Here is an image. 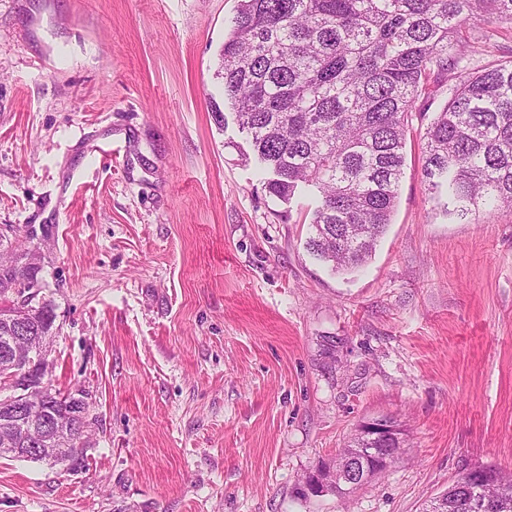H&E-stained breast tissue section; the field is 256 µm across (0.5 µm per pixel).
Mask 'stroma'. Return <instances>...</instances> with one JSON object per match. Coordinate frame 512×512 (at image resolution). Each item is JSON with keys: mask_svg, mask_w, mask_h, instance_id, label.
<instances>
[{"mask_svg": "<svg viewBox=\"0 0 512 512\" xmlns=\"http://www.w3.org/2000/svg\"><path fill=\"white\" fill-rule=\"evenodd\" d=\"M237 5L0 0V225L40 240L48 382L93 419L80 468L1 458L0 512H422L512 471V215L442 212L414 132L374 256L333 271L311 195L214 118ZM385 416L389 471L299 495Z\"/></svg>", "mask_w": 512, "mask_h": 512, "instance_id": "obj_1", "label": "stroma"}]
</instances>
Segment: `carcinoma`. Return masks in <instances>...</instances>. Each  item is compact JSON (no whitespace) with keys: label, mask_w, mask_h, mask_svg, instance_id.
Listing matches in <instances>:
<instances>
[{"label":"carcinoma","mask_w":512,"mask_h":512,"mask_svg":"<svg viewBox=\"0 0 512 512\" xmlns=\"http://www.w3.org/2000/svg\"><path fill=\"white\" fill-rule=\"evenodd\" d=\"M470 21L512 29V0H238L220 51L224 102L257 161L269 195L315 194L308 248L332 270L372 258L391 224L413 120L438 86L448 99L423 133L422 175L460 220L481 206L512 212V62L488 53L493 30L463 37ZM31 325L52 335L47 304ZM59 453L29 459L81 464L76 428L56 433ZM363 468L374 443L354 436ZM512 494V478L487 469L482 486H448L456 508Z\"/></svg>","instance_id":"cac0c4a2"}]
</instances>
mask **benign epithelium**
Returning a JSON list of instances; mask_svg holds the SVG:
<instances>
[{"label":"benign epithelium","mask_w":512,"mask_h":512,"mask_svg":"<svg viewBox=\"0 0 512 512\" xmlns=\"http://www.w3.org/2000/svg\"><path fill=\"white\" fill-rule=\"evenodd\" d=\"M8 232L10 228H0V239L8 241L7 245L0 247V254L11 256L12 261H0V267L9 268L19 263L35 273L39 272V247L33 246L19 252L14 243L9 241ZM26 291L25 285H16L12 289L11 310L7 312L8 323L4 327V339L10 354L7 362L0 366V383L4 385V391L0 392V409L11 414L9 423L0 425L6 429V434L0 437V448L17 453L20 452V444L32 446L30 436L33 432H42V444L45 445L56 429L54 422L35 420V415L42 412L49 401L44 382L48 369L44 352L49 337L29 335L23 345L17 344L18 329L27 324L29 318V306L23 296ZM363 429L383 443L389 442L395 434L393 423L384 419L368 422ZM365 482L366 472L359 467V457L354 451L346 461L337 458L310 471L299 484L298 490L305 496H320L326 493V487L331 483L359 488Z\"/></svg>","instance_id":"1"}]
</instances>
